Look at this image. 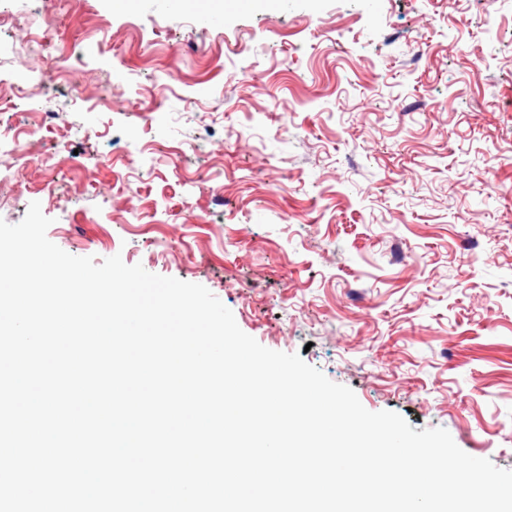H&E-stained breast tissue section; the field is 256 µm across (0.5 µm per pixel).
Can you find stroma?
<instances>
[{
    "label": "stroma",
    "mask_w": 512,
    "mask_h": 512,
    "mask_svg": "<svg viewBox=\"0 0 512 512\" xmlns=\"http://www.w3.org/2000/svg\"><path fill=\"white\" fill-rule=\"evenodd\" d=\"M0 0V219L205 286L369 411L512 470V0ZM79 96H72V86ZM111 108L98 107L103 87Z\"/></svg>",
    "instance_id": "1"
}]
</instances>
